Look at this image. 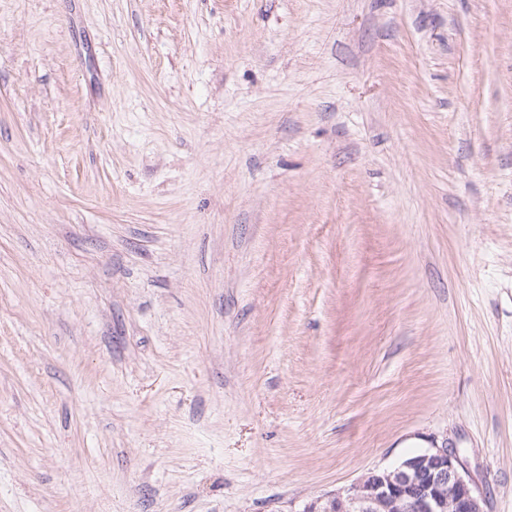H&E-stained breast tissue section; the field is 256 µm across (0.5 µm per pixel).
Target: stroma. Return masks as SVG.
Returning <instances> with one entry per match:
<instances>
[{"label":"stroma","instance_id":"1","mask_svg":"<svg viewBox=\"0 0 512 512\" xmlns=\"http://www.w3.org/2000/svg\"><path fill=\"white\" fill-rule=\"evenodd\" d=\"M435 445L512 512V0H0V512Z\"/></svg>","mask_w":512,"mask_h":512}]
</instances>
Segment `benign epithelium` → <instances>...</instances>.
<instances>
[{
    "mask_svg": "<svg viewBox=\"0 0 512 512\" xmlns=\"http://www.w3.org/2000/svg\"><path fill=\"white\" fill-rule=\"evenodd\" d=\"M457 449L427 448L392 468L373 469L302 512H484Z\"/></svg>",
    "mask_w": 512,
    "mask_h": 512,
    "instance_id": "7a95c632",
    "label": "benign epithelium"
}]
</instances>
